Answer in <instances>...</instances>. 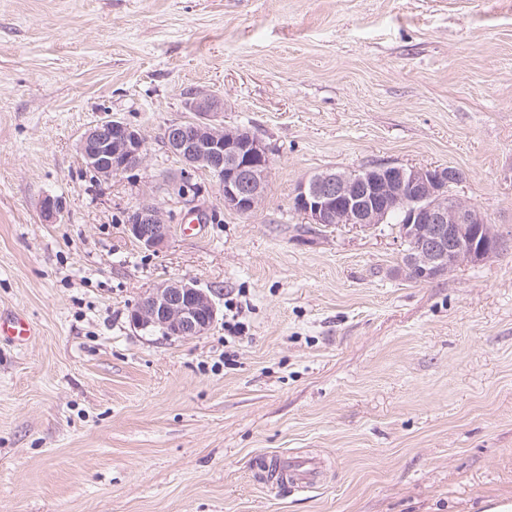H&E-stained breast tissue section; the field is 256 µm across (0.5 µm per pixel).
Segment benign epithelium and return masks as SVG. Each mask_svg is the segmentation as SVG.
<instances>
[{"instance_id": "7a95c632", "label": "benign epithelium", "mask_w": 512, "mask_h": 512, "mask_svg": "<svg viewBox=\"0 0 512 512\" xmlns=\"http://www.w3.org/2000/svg\"><path fill=\"white\" fill-rule=\"evenodd\" d=\"M194 115L164 129L169 153L192 170L207 172L216 182L224 208L242 215L256 211L270 166L266 145L253 133L227 128L217 121L216 96L197 92L185 101ZM79 152L85 165L109 180L132 172L145 162V141L138 129L110 116L96 122L81 138ZM460 179L450 168L399 165L357 170H327L300 182L293 208L312 224H347L372 229L397 214L402 269L430 281L447 275L463 263L481 262L502 253L507 243L487 223L481 211L451 192ZM41 214L55 223L60 209L55 198L42 199ZM128 230L145 249L156 251L169 238L161 212L142 204L130 214ZM218 319L211 296L186 279L168 280L144 294L131 313L141 331L192 338L207 333Z\"/></svg>"}]
</instances>
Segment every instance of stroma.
<instances>
[{
    "label": "stroma",
    "mask_w": 512,
    "mask_h": 512,
    "mask_svg": "<svg viewBox=\"0 0 512 512\" xmlns=\"http://www.w3.org/2000/svg\"><path fill=\"white\" fill-rule=\"evenodd\" d=\"M202 90L269 150L252 215L163 143ZM108 113L147 157L103 180L78 146ZM386 164L458 170L507 250L417 282L396 225L292 207ZM144 203L158 252L127 231ZM180 278L211 330L135 329ZM2 309L37 334L0 343V512H512V0H0ZM275 453L324 479L259 482ZM128 230L145 249L156 251L169 238V226L161 212L150 204H142L130 214Z\"/></svg>",
    "instance_id": "obj_1"
}]
</instances>
